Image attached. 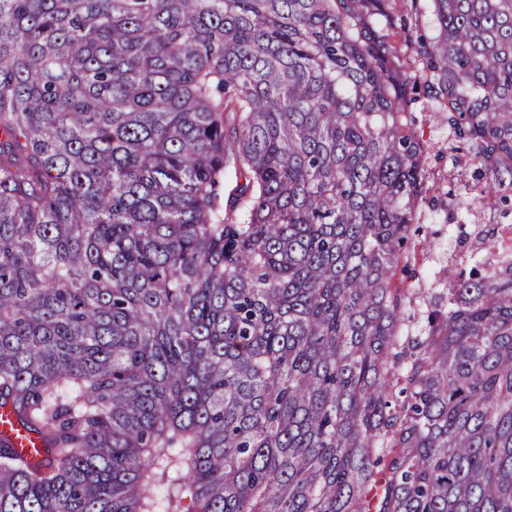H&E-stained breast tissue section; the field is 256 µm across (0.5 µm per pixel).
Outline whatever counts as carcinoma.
<instances>
[{
    "label": "carcinoma",
    "instance_id": "cac0c4a2",
    "mask_svg": "<svg viewBox=\"0 0 512 512\" xmlns=\"http://www.w3.org/2000/svg\"><path fill=\"white\" fill-rule=\"evenodd\" d=\"M435 97L511 224L512 0H0V408L48 455L0 443V512H512V255L424 182ZM439 206L438 304L392 281ZM428 226V231L431 234L430 239L434 241V246L432 248L433 252V267L436 270L442 269L445 273V276H448V279L452 278L455 274L456 266L455 263L448 256V249L452 248L453 240L451 237H448V224H426ZM448 242V249L445 250L444 245Z\"/></svg>",
    "mask_w": 512,
    "mask_h": 512
}]
</instances>
